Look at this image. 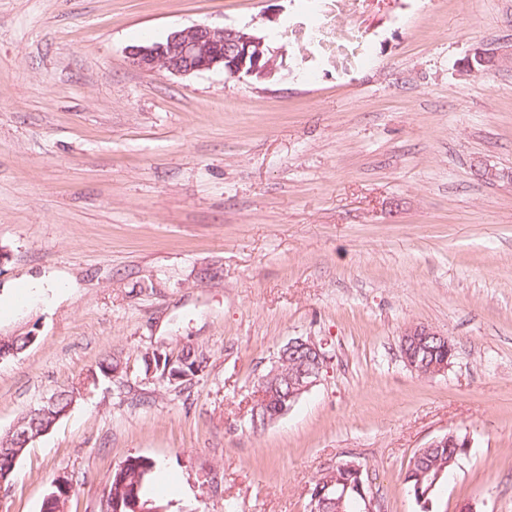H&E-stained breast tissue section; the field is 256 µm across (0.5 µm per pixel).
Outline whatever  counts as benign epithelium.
Segmentation results:
<instances>
[{
  "instance_id": "obj_1",
  "label": "benign epithelium",
  "mask_w": 512,
  "mask_h": 512,
  "mask_svg": "<svg viewBox=\"0 0 512 512\" xmlns=\"http://www.w3.org/2000/svg\"><path fill=\"white\" fill-rule=\"evenodd\" d=\"M132 64L147 73L166 72L171 75L187 76L195 73L221 70L230 78L251 76L257 79H271L278 72V55L269 46L268 36L234 28H212L206 25H194L171 31L164 40L148 42L133 46L128 51ZM450 343V337L441 334L423 324L406 325L400 334V352L405 365L413 372L423 371L419 356L424 352L430 341ZM303 354V364L298 366L288 378V397L279 411L269 422H274L286 415L291 407L319 382L326 367L328 356L325 344L310 336H297L288 340L286 349L279 350L276 360L261 376L259 382L258 404L263 405L273 394L272 388L277 386L281 377L282 364L286 363L287 354ZM455 357V349L448 347V356L440 362L433 363L426 371L429 376L445 373ZM9 434L15 435L17 444L12 448H1L5 452L19 458L32 438L22 433L19 426H14ZM458 444L460 448L471 446L469 435L459 436L456 431L434 439L429 443L431 448H446L448 442ZM355 478L354 486L364 502L366 510L372 512L375 498L369 481L364 479L363 467L354 460L346 461ZM54 487H63L61 496L48 494L44 497L42 512H66L65 503L69 499L72 487L58 479L52 483Z\"/></svg>"
}]
</instances>
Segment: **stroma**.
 <instances>
[{"label": "stroma", "mask_w": 512, "mask_h": 512, "mask_svg": "<svg viewBox=\"0 0 512 512\" xmlns=\"http://www.w3.org/2000/svg\"><path fill=\"white\" fill-rule=\"evenodd\" d=\"M193 25L266 34L283 65H132ZM478 48L503 63L465 71ZM25 286L0 336L37 339L0 359V436L104 357L124 371L31 443L0 512L60 477L67 512H102L130 455L164 466L172 512H307L341 460L381 512H512V0H0V301ZM410 323L454 340L444 374L405 366ZM297 336L327 368L253 426ZM188 348L190 386L148 375ZM451 430L472 445L421 509L404 473Z\"/></svg>", "instance_id": "stroma-1"}]
</instances>
